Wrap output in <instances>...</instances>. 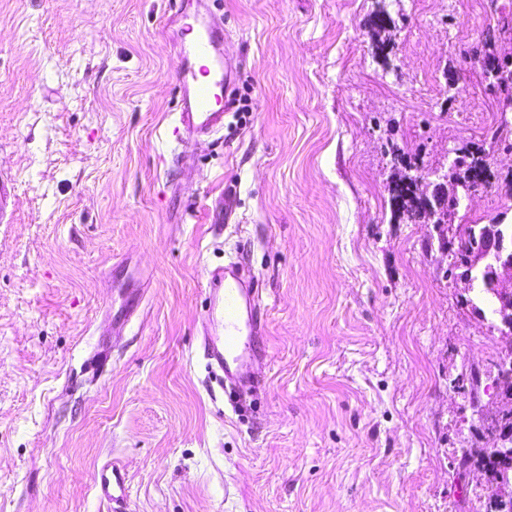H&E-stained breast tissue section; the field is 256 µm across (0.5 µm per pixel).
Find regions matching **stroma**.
<instances>
[{
	"mask_svg": "<svg viewBox=\"0 0 512 512\" xmlns=\"http://www.w3.org/2000/svg\"><path fill=\"white\" fill-rule=\"evenodd\" d=\"M167 3L0 0V512H108L113 458L128 512H487L458 460L490 444L512 341L390 188L395 155L426 195L512 123L463 57L512 0H209L248 109L183 145ZM501 212L496 181L449 222ZM231 259L267 321L265 391L239 409L201 329ZM94 486L100 500L111 505L108 512H125L127 473L124 465L107 461L94 475Z\"/></svg>",
	"mask_w": 512,
	"mask_h": 512,
	"instance_id": "1",
	"label": "stroma"
}]
</instances>
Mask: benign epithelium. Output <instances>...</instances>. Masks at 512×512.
I'll return each mask as SVG.
<instances>
[{
    "instance_id": "benign-epithelium-1",
    "label": "benign epithelium",
    "mask_w": 512,
    "mask_h": 512,
    "mask_svg": "<svg viewBox=\"0 0 512 512\" xmlns=\"http://www.w3.org/2000/svg\"><path fill=\"white\" fill-rule=\"evenodd\" d=\"M428 221L443 224L448 210V176H437L433 192L428 197ZM457 240H469L472 246L465 253L461 267L471 290L481 307L480 315L490 314V327L502 336L512 338V225L503 216L493 217L487 224H466L458 230ZM512 384V357L506 356L497 365L496 386L505 390ZM504 408L487 422V432L494 440V451L469 448L467 452L489 454L494 459L512 457V430L501 429ZM492 512H512V472L500 471L491 478Z\"/></svg>"
}]
</instances>
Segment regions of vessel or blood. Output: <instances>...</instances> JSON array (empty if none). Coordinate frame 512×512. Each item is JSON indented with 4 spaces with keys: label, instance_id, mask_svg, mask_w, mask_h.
I'll return each mask as SVG.
<instances>
[{
    "label": "vessel or blood",
    "instance_id": "vessel-or-blood-1",
    "mask_svg": "<svg viewBox=\"0 0 512 512\" xmlns=\"http://www.w3.org/2000/svg\"><path fill=\"white\" fill-rule=\"evenodd\" d=\"M169 22L178 37L183 60L178 73L177 140L213 136L224 128V113L234 84V71L225 54L224 20L213 11L194 9L192 0H173ZM204 330L210 367L223 372L231 389L258 393L267 369L265 319L260 290L237 261L209 271ZM100 500L108 512H125L127 473L124 465L108 461L94 475Z\"/></svg>",
    "mask_w": 512,
    "mask_h": 512
}]
</instances>
